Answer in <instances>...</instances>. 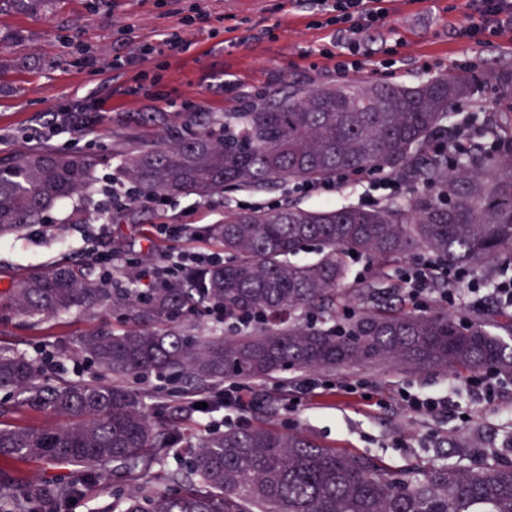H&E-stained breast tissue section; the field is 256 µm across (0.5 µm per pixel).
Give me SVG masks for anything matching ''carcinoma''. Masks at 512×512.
Returning <instances> with one entry per match:
<instances>
[{"instance_id":"obj_1","label":"carcinoma","mask_w":512,"mask_h":512,"mask_svg":"<svg viewBox=\"0 0 512 512\" xmlns=\"http://www.w3.org/2000/svg\"><path fill=\"white\" fill-rule=\"evenodd\" d=\"M476 85L457 70L416 86L352 80L292 90L268 106L224 113L219 130L163 136L126 160L127 177L145 196L208 199L226 186L261 190L372 169L403 177L413 190L377 208L290 203L232 212L207 229L227 262L144 294L106 288L85 265L35 270L1 289L0 307L26 321L73 309H125L128 320L117 332L79 338L74 355L93 367L83 381L51 383L36 359L0 347V390L62 419L49 429L0 421V459L61 469L20 485L1 467L0 512H58L110 480L133 488L92 512H512V463L481 472L457 462L414 464L394 475L368 457L264 424L198 439L182 428V400L207 403L228 380L289 368L512 373V344L495 333L512 339V314L490 324L394 306L380 288L383 273L353 287L346 261L428 253L472 272L512 261V156L480 142L451 154L434 149L456 125L450 105ZM487 133L512 143V122L499 120ZM96 181L95 164L80 155L44 149L0 158V239L42 223ZM310 247L314 259H294ZM354 298V315L338 320ZM209 305L227 320L262 311L267 321L237 336H190L170 325L203 317ZM149 373L180 383L163 415L149 413V389L127 382ZM158 469L167 493L151 489Z\"/></svg>"}]
</instances>
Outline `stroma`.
<instances>
[{"label":"stroma","mask_w":512,"mask_h":512,"mask_svg":"<svg viewBox=\"0 0 512 512\" xmlns=\"http://www.w3.org/2000/svg\"><path fill=\"white\" fill-rule=\"evenodd\" d=\"M193 7L206 16L207 29L186 31L178 50L141 67L113 69L114 56L180 28ZM386 7L385 28L364 36L371 55L358 79L418 85L459 69L465 60L476 63L481 77L512 71V32L491 47L453 37L452 27L465 19L462 0H387ZM312 20L311 0H52L38 15L0 9V36H13L5 52L10 64L0 68V157L32 147V134L50 126L58 105L83 99L104 103L101 111L88 113L49 142L52 149L95 161V192L56 205L43 223L0 241V288L35 268L92 263L98 252L112 253L115 266H125L140 257L147 234L154 237L159 264L184 251L215 250L205 237L156 235L159 224H217L225 212L267 209L287 197L305 208L364 205L365 175L322 199L289 196L281 183L260 191L231 187L211 199L170 197L159 206L134 201L124 206L123 220L108 225L103 219L105 189L129 186L125 160L159 136L191 130L193 113L219 124L225 113L262 106L280 91L344 83L332 59L343 36ZM89 57L96 66L86 65ZM124 324L118 309L75 310L38 322L2 310L0 345L32 356L50 353L48 375L76 381L91 371L82 360L61 355V348L92 328L118 330ZM303 378L290 370L268 380H242L257 402L243 413L225 411L229 427L267 421L322 446L372 457L393 472L415 463L436 467L459 460L477 472L498 461L512 462L505 444L512 436V384L487 404L475 402L463 378L443 369L354 367L335 378L365 382L364 393L320 389L289 405L287 393ZM400 389L450 396L454 410L396 409L389 397Z\"/></svg>","instance_id":"obj_1"}]
</instances>
